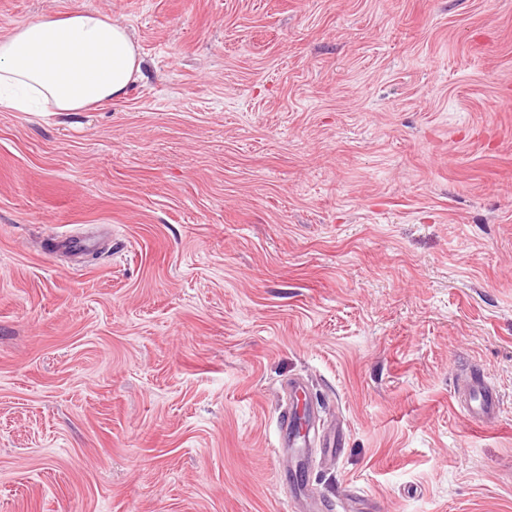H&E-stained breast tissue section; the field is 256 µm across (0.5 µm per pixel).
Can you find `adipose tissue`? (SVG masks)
I'll return each mask as SVG.
<instances>
[{
  "mask_svg": "<svg viewBox=\"0 0 512 512\" xmlns=\"http://www.w3.org/2000/svg\"><path fill=\"white\" fill-rule=\"evenodd\" d=\"M141 71L137 43L111 16L41 15L0 36V110L80 112L125 97Z\"/></svg>",
  "mask_w": 512,
  "mask_h": 512,
  "instance_id": "obj_1",
  "label": "adipose tissue"
}]
</instances>
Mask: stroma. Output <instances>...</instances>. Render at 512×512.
Returning <instances> with one entry per match:
<instances>
[{"instance_id": "1", "label": "stroma", "mask_w": 512, "mask_h": 512, "mask_svg": "<svg viewBox=\"0 0 512 512\" xmlns=\"http://www.w3.org/2000/svg\"><path fill=\"white\" fill-rule=\"evenodd\" d=\"M77 6L143 74L0 111V512H285L297 380L318 512H512V0H0V35ZM473 375L466 383L464 400L471 421L477 424L497 421L500 402L497 392L478 371H474ZM314 407H308L302 414L298 413L294 406L286 405L278 416V448H274V467L278 475L282 477H293L289 485L290 499L294 504L293 511H302L310 507L308 498H306L303 484L296 480L295 475L301 469L305 468L304 461H297L295 466H289V460L286 456V448H299L306 441V435L310 423L315 420Z\"/></svg>"}]
</instances>
